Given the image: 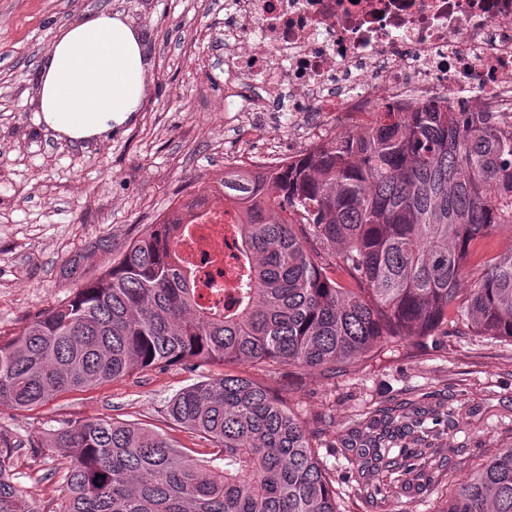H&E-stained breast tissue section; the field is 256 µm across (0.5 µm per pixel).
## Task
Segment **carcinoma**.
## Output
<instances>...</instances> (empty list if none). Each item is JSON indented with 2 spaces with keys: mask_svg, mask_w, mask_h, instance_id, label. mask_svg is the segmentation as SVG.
Listing matches in <instances>:
<instances>
[{
  "mask_svg": "<svg viewBox=\"0 0 512 512\" xmlns=\"http://www.w3.org/2000/svg\"><path fill=\"white\" fill-rule=\"evenodd\" d=\"M215 191L237 214L236 298L198 302L176 256L186 208L170 211L73 294L0 341V405L172 365L224 366L178 392L176 423L216 444L195 459L163 435L103 419L69 425L51 447L67 459L59 512H340L333 476L286 401L233 367L329 371L395 339H425L448 310L473 335L512 342V252L489 258L464 298L471 247L512 227V121L432 100L389 109L286 165L239 169ZM425 411L374 435L371 475ZM0 512H39L0 464ZM445 512H512V447L485 460Z\"/></svg>",
  "mask_w": 512,
  "mask_h": 512,
  "instance_id": "carcinoma-1",
  "label": "carcinoma"
}]
</instances>
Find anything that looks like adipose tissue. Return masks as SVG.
Segmentation results:
<instances>
[{"instance_id":"1","label":"adipose tissue","mask_w":512,"mask_h":512,"mask_svg":"<svg viewBox=\"0 0 512 512\" xmlns=\"http://www.w3.org/2000/svg\"><path fill=\"white\" fill-rule=\"evenodd\" d=\"M140 31L102 10L52 40L35 79L38 123L82 143L135 118L150 80Z\"/></svg>"}]
</instances>
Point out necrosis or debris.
I'll list each match as a JSON object with an SVG mask.
<instances>
[{"instance_id":"obj_1","label":"necrosis or debris","mask_w":512,"mask_h":512,"mask_svg":"<svg viewBox=\"0 0 512 512\" xmlns=\"http://www.w3.org/2000/svg\"><path fill=\"white\" fill-rule=\"evenodd\" d=\"M224 71L246 79L236 112L345 113L371 120L435 98L512 116V0H231ZM233 215L204 204L178 253L204 301L237 284Z\"/></svg>"}]
</instances>
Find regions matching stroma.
Here are the masks:
<instances>
[{
  "label": "stroma",
  "mask_w": 512,
  "mask_h": 512,
  "mask_svg": "<svg viewBox=\"0 0 512 512\" xmlns=\"http://www.w3.org/2000/svg\"><path fill=\"white\" fill-rule=\"evenodd\" d=\"M228 0H0V341L38 311L102 273L111 256L174 205L210 194L214 180L248 156L300 154L358 126L351 115L325 120L292 112L272 129L224 109V25ZM109 9L138 28L151 58L146 97L132 123L73 144L35 120V74L53 38L86 15ZM111 253L97 248L99 240ZM512 251V228L474 245L461 288L484 271L485 256ZM79 258L78 274L66 265ZM215 364L132 372L57 394L33 408L0 406V437L12 451L0 465L32 491L40 512H59L65 458L56 431L97 418L155 430L197 459L212 441L170 419L183 388L215 377ZM262 382L287 392L332 469L342 512H442L455 482L498 449L512 446V343L479 339L449 323L424 343L378 346L352 367L326 375L276 369ZM414 403L431 417L433 453L409 474L384 472L379 486L358 475L384 413Z\"/></svg>",
  "instance_id": "stroma-1"
}]
</instances>
